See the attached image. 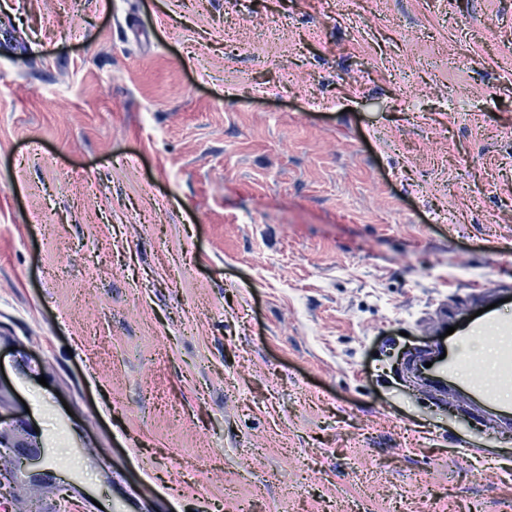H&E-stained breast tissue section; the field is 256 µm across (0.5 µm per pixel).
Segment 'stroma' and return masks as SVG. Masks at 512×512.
<instances>
[{"instance_id": "35a3bbf8", "label": "stroma", "mask_w": 512, "mask_h": 512, "mask_svg": "<svg viewBox=\"0 0 512 512\" xmlns=\"http://www.w3.org/2000/svg\"><path fill=\"white\" fill-rule=\"evenodd\" d=\"M0 512H512L409 378L512 319V0H0ZM36 58L37 69L24 61ZM13 456L16 463L22 460H35L50 473L63 470V466L55 460L52 448H13Z\"/></svg>"}]
</instances>
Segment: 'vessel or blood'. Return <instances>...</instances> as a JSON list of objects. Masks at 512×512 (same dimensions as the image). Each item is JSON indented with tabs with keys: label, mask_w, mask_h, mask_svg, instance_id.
I'll use <instances>...</instances> for the list:
<instances>
[{
	"label": "vessel or blood",
	"mask_w": 512,
	"mask_h": 512,
	"mask_svg": "<svg viewBox=\"0 0 512 512\" xmlns=\"http://www.w3.org/2000/svg\"><path fill=\"white\" fill-rule=\"evenodd\" d=\"M480 319L494 322L497 332L498 360L492 381L486 382L465 375L462 337L472 332L473 327L469 324L463 325L458 334L436 337L427 350L414 356L412 368L423 375L425 385L434 394L447 396L449 386L453 385L480 405L495 408L507 417L512 415V406L500 404L497 393L500 389L512 387V322L495 320L493 312L489 310L482 313ZM13 456L18 462L36 461L50 473L61 469L49 448H17Z\"/></svg>",
	"instance_id": "obj_1"
}]
</instances>
